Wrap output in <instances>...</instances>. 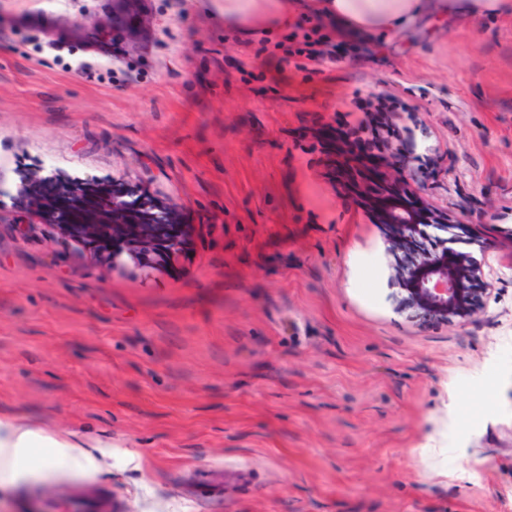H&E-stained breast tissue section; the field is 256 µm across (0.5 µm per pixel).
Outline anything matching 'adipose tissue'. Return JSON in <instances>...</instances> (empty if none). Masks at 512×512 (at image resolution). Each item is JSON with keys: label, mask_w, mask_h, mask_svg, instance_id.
Wrapping results in <instances>:
<instances>
[{"label": "adipose tissue", "mask_w": 512, "mask_h": 512, "mask_svg": "<svg viewBox=\"0 0 512 512\" xmlns=\"http://www.w3.org/2000/svg\"><path fill=\"white\" fill-rule=\"evenodd\" d=\"M316 9L323 19L351 30L388 35L423 17L483 21L510 15L512 0H317ZM88 462V454L74 444L0 420V470L8 478L53 474L67 465L83 469Z\"/></svg>", "instance_id": "adipose-tissue-1"}]
</instances>
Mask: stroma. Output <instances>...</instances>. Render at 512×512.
<instances>
[{
  "label": "stroma",
  "mask_w": 512,
  "mask_h": 512,
  "mask_svg": "<svg viewBox=\"0 0 512 512\" xmlns=\"http://www.w3.org/2000/svg\"><path fill=\"white\" fill-rule=\"evenodd\" d=\"M121 2L0 0V420L98 463L0 478V512H196L183 488L216 467L219 512H512V17L352 33L365 54L311 80L267 63L269 101L222 0H148L114 48ZM369 91L418 105L421 201L492 268L482 316L414 317L391 228L327 176L314 132ZM46 168L122 183L185 242L93 258L49 215L16 232Z\"/></svg>",
  "instance_id": "1"
}]
</instances>
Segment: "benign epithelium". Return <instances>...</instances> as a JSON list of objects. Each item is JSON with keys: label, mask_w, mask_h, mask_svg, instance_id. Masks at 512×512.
I'll use <instances>...</instances> for the list:
<instances>
[{"label": "benign epithelium", "mask_w": 512, "mask_h": 512, "mask_svg": "<svg viewBox=\"0 0 512 512\" xmlns=\"http://www.w3.org/2000/svg\"><path fill=\"white\" fill-rule=\"evenodd\" d=\"M382 188H376L377 201L391 227L395 229L391 247L402 249L403 243L415 233L431 241L434 248L444 252H425L413 258L403 257L394 269V279L403 300L423 322L446 321L450 317L470 319L482 309L469 301V282L478 279L481 266L473 262L466 268L460 265L451 251L447 239L440 233L448 232L451 225L435 220L419 228L418 220L404 208L389 202L390 195L425 192V185L417 182L411 168H399L390 163L384 165L379 176ZM57 179L50 173L43 177L39 189L32 195L34 205L50 212L62 226L70 246L77 252L89 248H112V239L126 237L143 245L175 243L182 233L178 224H133L127 214L133 204L108 198L102 203L89 196L83 189L85 179L74 178V191L64 192L56 185Z\"/></svg>", "instance_id": "7a95c632"}]
</instances>
